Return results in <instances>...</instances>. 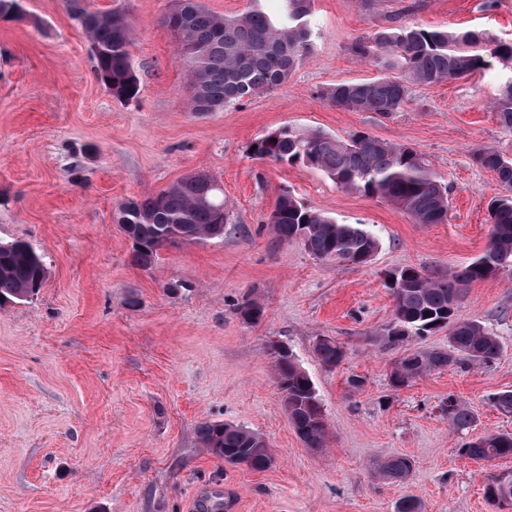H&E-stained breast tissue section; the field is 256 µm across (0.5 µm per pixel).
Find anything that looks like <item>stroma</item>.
I'll use <instances>...</instances> for the list:
<instances>
[{
	"label": "stroma",
	"mask_w": 512,
	"mask_h": 512,
	"mask_svg": "<svg viewBox=\"0 0 512 512\" xmlns=\"http://www.w3.org/2000/svg\"><path fill=\"white\" fill-rule=\"evenodd\" d=\"M119 12L139 93L116 100L94 76L91 43L63 0H23L21 19H0V241L29 242L45 258L32 300L0 310V512H200L198 491H219L236 512H396L405 497L424 512H493L489 478L512 458L459 455L463 436L512 432L493 397L512 390V268L466 288L462 318L500 342L491 365H453L392 387L397 359L444 350L448 333L386 347L393 314L388 272L442 273L488 243L490 202L505 192L472 157L490 147L512 158V129L491 105L512 67H488L433 87L412 86L403 111H345L322 89L375 69L351 50L387 24L475 29L512 40V0H314L313 45L288 80L220 112L188 110V85L164 25L174 0H89ZM347 139L358 132L411 146L447 185L448 221L416 224L383 199L341 190L301 164L252 158L251 143L281 126ZM191 173L224 187L231 222L222 238L161 251L149 269L131 263L116 206ZM290 191L341 224H364L380 247L364 266L319 260L297 241L276 242L266 222ZM258 300L264 315L241 320ZM345 357L324 367L318 337ZM293 352L321 399L325 448L301 443L282 404L270 341ZM364 385L352 390L348 380ZM475 416L453 429L448 396ZM261 434L275 461L256 472L206 453V422ZM412 461L403 481L377 464Z\"/></svg>",
	"instance_id": "stroma-1"
}]
</instances>
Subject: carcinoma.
<instances>
[{
	"label": "carcinoma",
	"mask_w": 512,
	"mask_h": 512,
	"mask_svg": "<svg viewBox=\"0 0 512 512\" xmlns=\"http://www.w3.org/2000/svg\"><path fill=\"white\" fill-rule=\"evenodd\" d=\"M274 12L260 0L244 14L220 16L201 0H175L164 18L178 45L190 88L189 111L218 112L246 98L283 85L311 47L316 32L311 21L313 0H278ZM88 35L96 79L119 101L139 92L131 66L130 31L125 17L83 6L73 12ZM357 57L371 63L378 74L364 81L335 83L320 92L331 106L346 111L390 115L404 110L410 85L426 87L467 76L489 65L485 57L512 64V41L493 40L475 30L424 29L413 25L377 27L359 35L352 44ZM492 109L499 123L512 129V79L506 81ZM252 155L276 164H303L326 174L338 187L379 197L397 207L416 224H444L448 219L449 190L416 149L357 133L342 140L320 130L298 133L281 127L252 142ZM474 161L497 175L510 193L489 206L490 239L483 254L464 267L442 274H424L413 267L394 273L393 315L386 340L395 345L405 336H425L449 328L448 349L416 351L401 358L408 375L392 377L396 388L461 361L490 364L500 353L496 336L459 314L464 287L484 281L512 267V159L486 148L473 152ZM117 224L134 243L131 262L147 268L159 251L178 243H201L218 238L220 223H229L224 189L211 176L194 173L142 199H127L118 206ZM271 233L280 242L299 240L314 257L338 264L364 266L373 260L379 239L365 224H340L282 192L268 217ZM47 268L43 255L23 240L0 242V306L29 301L42 287ZM248 322L263 316L255 299L237 304ZM320 362L338 366L343 348L328 338L315 348ZM280 391L288 399L286 413L307 448L327 445L329 426L321 400L294 355L274 362ZM454 428L474 423L472 411L450 396L441 407ZM207 453L244 463L254 471L267 468L271 450L257 433L238 425L208 422L198 428ZM459 453L475 461L512 457V433L485 435L463 443ZM412 462L404 456L378 468L390 479H405ZM485 498L502 508L503 488L492 478Z\"/></svg>",
	"instance_id": "obj_1"
}]
</instances>
